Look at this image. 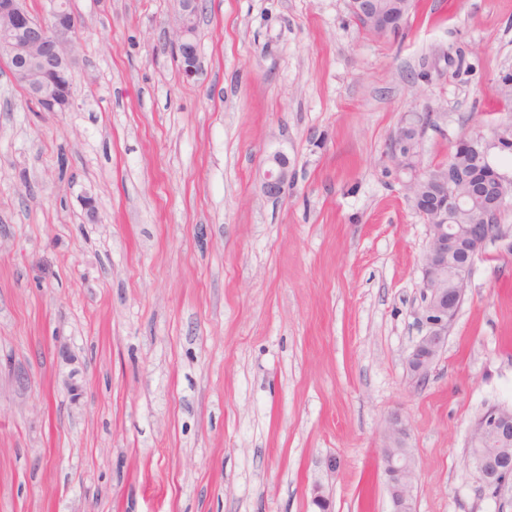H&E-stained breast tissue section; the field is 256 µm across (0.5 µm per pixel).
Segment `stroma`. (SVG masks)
I'll use <instances>...</instances> for the list:
<instances>
[{
    "mask_svg": "<svg viewBox=\"0 0 512 512\" xmlns=\"http://www.w3.org/2000/svg\"><path fill=\"white\" fill-rule=\"evenodd\" d=\"M71 2L70 111L0 63V512H390L394 414L414 512H512L468 462L512 408V206L416 382L427 226L388 157L414 112L427 168L512 127V0L382 37L347 0H204L192 81L174 0ZM267 168L260 178L263 194L270 199L280 198L293 176L288 153L283 149L272 151L266 159ZM386 444L381 448V462L392 512H412L411 496L415 481V464L409 448H405L406 429L398 416L385 422Z\"/></svg>",
    "mask_w": 512,
    "mask_h": 512,
    "instance_id": "35a3bbf8",
    "label": "stroma"
}]
</instances>
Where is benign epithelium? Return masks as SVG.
<instances>
[{
	"mask_svg": "<svg viewBox=\"0 0 512 512\" xmlns=\"http://www.w3.org/2000/svg\"><path fill=\"white\" fill-rule=\"evenodd\" d=\"M410 0H349V9L364 23L384 21L390 9L408 10ZM199 11L195 0H178V23L168 35L169 46L182 59L186 80L198 75L195 34ZM77 22L58 0L51 2L49 16L37 19L30 15L25 0H0V57L13 64V75L28 86L29 96L42 102L46 112H66L74 103V90L55 96L49 89L57 83L70 85L69 74L75 63L73 45ZM420 124L404 122L390 143L389 157L396 168L410 173L406 183L413 208L426 220L428 244L423 256L421 295L427 331L407 356V366L418 381L428 372L448 344V328L455 320L468 287L474 257L485 244L502 233L499 217L512 198V178L493 168L488 161L495 148H512V131H501L487 142L462 139L455 152L475 158L468 165L448 167L428 178L421 168L417 151ZM267 168L260 178L263 194L280 198L293 176L288 153L272 151ZM474 213L472 224H452L450 218ZM386 444L381 462L392 512H412L411 496L415 481V464L410 449L404 445L406 429L402 419L386 420ZM489 440L495 448L475 456L474 478L483 488L500 493L508 489L500 476L512 470V411L488 409L473 427L469 442Z\"/></svg>",
	"mask_w": 512,
	"mask_h": 512,
	"instance_id": "obj_1",
	"label": "benign epithelium"
}]
</instances>
